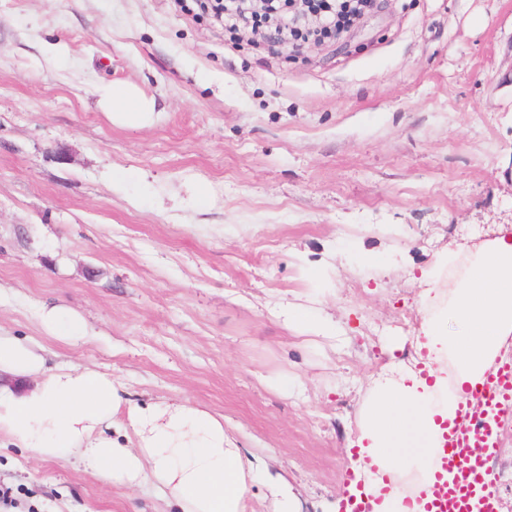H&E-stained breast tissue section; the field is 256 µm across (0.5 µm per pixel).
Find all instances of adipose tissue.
<instances>
[{
    "label": "adipose tissue",
    "mask_w": 512,
    "mask_h": 512,
    "mask_svg": "<svg viewBox=\"0 0 512 512\" xmlns=\"http://www.w3.org/2000/svg\"><path fill=\"white\" fill-rule=\"evenodd\" d=\"M112 121L152 124L155 99L135 86L96 88ZM448 280L423 273L426 316L417 350L422 369L385 368L360 411L357 467L379 512H424L416 498L437 467L444 422L454 421L466 392L498 369L512 342V233L501 229L474 248L448 256ZM45 331L72 340L89 326L78 313L45 306ZM0 435L43 456L71 454L86 468L129 487L150 486L177 512H247L255 473L220 420L184 403L130 407L132 445L122 444L115 419L117 389L106 374L64 365L43 371L31 344L0 335Z\"/></svg>",
    "instance_id": "adipose-tissue-1"
}]
</instances>
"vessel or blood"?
Returning a JSON list of instances; mask_svg holds the SVG:
<instances>
[{"instance_id": "vessel-or-blood-1", "label": "vessel or blood", "mask_w": 512, "mask_h": 512, "mask_svg": "<svg viewBox=\"0 0 512 512\" xmlns=\"http://www.w3.org/2000/svg\"><path fill=\"white\" fill-rule=\"evenodd\" d=\"M511 410L512 364L505 363L459 403V424L444 425L438 468L420 492L425 512H498L487 493L489 462L497 454L501 416Z\"/></svg>"}]
</instances>
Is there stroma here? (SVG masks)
<instances>
[{
    "instance_id": "1",
    "label": "stroma",
    "mask_w": 512,
    "mask_h": 512,
    "mask_svg": "<svg viewBox=\"0 0 512 512\" xmlns=\"http://www.w3.org/2000/svg\"><path fill=\"white\" fill-rule=\"evenodd\" d=\"M193 0H0V333L208 411L297 512H344L373 379L414 356L420 272L512 224V0H378L271 53ZM129 83L152 125L93 93ZM332 339L289 327V304ZM79 313L57 340L42 306ZM0 512H169L0 447ZM98 105L112 121L132 127L150 125L159 113L155 99L141 94L125 83L101 85L95 89ZM39 317L45 331L60 339H77L89 332V326L84 318L63 306H43ZM269 483L277 505L274 512H297V497L289 484L282 479H271Z\"/></svg>"
}]
</instances>
